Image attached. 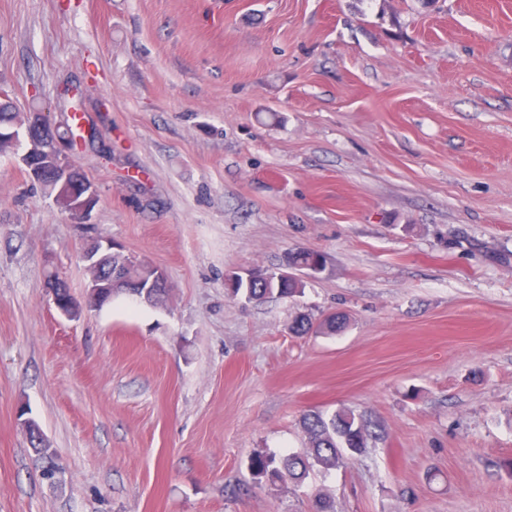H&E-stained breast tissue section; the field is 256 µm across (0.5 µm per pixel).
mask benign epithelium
I'll return each mask as SVG.
<instances>
[{"label":"benign epithelium","mask_w":512,"mask_h":512,"mask_svg":"<svg viewBox=\"0 0 512 512\" xmlns=\"http://www.w3.org/2000/svg\"><path fill=\"white\" fill-rule=\"evenodd\" d=\"M58 121H52L43 112H28L22 119H16L13 126L23 129L39 130L28 138L29 147L25 152L27 160L23 166L28 174L41 183L56 181L60 187L73 194V208L71 213L87 216L91 213L93 204L97 202L98 192L96 186L90 181H82L81 186L72 185L70 175L73 168L69 162L70 139L63 133H56ZM39 150L55 154L59 157L62 167L59 170H49L35 162L32 151ZM93 247L83 251L82 259L88 273L86 284V298L90 303L86 307L91 309L99 306L103 300L112 299L113 289L120 286L124 291L143 302H148L149 295L156 288L167 286V278L163 269L157 266H146L138 278H129L121 267H112V252L117 250L112 239L99 232H94L90 238ZM43 290L50 296L57 313L66 319H75L83 312V307L77 304L71 294L66 279L60 275L52 274L44 281Z\"/></svg>","instance_id":"obj_1"}]
</instances>
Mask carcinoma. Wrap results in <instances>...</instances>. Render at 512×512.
Instances as JSON below:
<instances>
[{"mask_svg":"<svg viewBox=\"0 0 512 512\" xmlns=\"http://www.w3.org/2000/svg\"><path fill=\"white\" fill-rule=\"evenodd\" d=\"M289 261L300 270L324 262V257L318 251L299 250L290 254ZM228 290L232 295L245 297L250 302L272 296L288 298L303 293L304 281L293 277L279 282L258 280L248 288L238 281L229 285ZM301 427L306 437L305 451L282 457L257 453L251 458L249 468L258 481L274 483L286 477L291 482L302 483L316 469L328 472L363 455L370 442L377 439L375 425L367 417L346 410L336 411L329 416L308 413L303 416ZM34 453L42 464L41 474L59 467L60 461L49 445L34 449Z\"/></svg>","mask_w":512,"mask_h":512,"instance_id":"carcinoma-1","label":"carcinoma"}]
</instances>
